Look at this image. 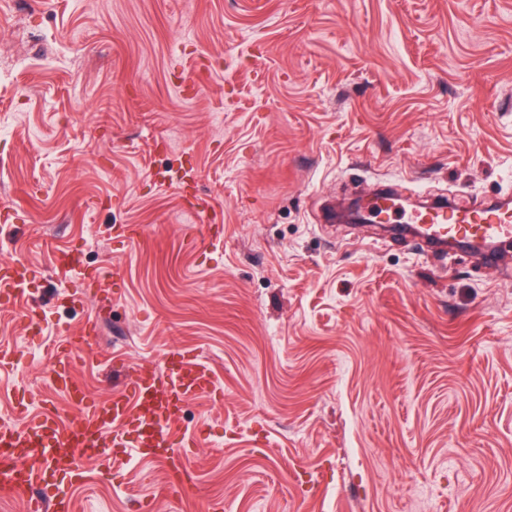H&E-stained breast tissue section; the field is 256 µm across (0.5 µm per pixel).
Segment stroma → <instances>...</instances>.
Instances as JSON below:
<instances>
[{
    "mask_svg": "<svg viewBox=\"0 0 512 512\" xmlns=\"http://www.w3.org/2000/svg\"><path fill=\"white\" fill-rule=\"evenodd\" d=\"M381 185L512 197V0H0V261L45 315L0 305V425L22 390L71 415L43 365L93 317V395L179 347L223 396L181 415L185 492L109 448L73 512H512V251L328 222Z\"/></svg>",
    "mask_w": 512,
    "mask_h": 512,
    "instance_id": "obj_1",
    "label": "stroma"
}]
</instances>
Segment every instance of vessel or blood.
I'll return each mask as SVG.
<instances>
[{"label": "vessel or blood", "instance_id": "obj_1", "mask_svg": "<svg viewBox=\"0 0 512 512\" xmlns=\"http://www.w3.org/2000/svg\"><path fill=\"white\" fill-rule=\"evenodd\" d=\"M412 221L421 226L428 240L477 242L490 254L512 242V203L507 201L489 207L463 206L450 200L415 212ZM53 271L63 278L80 274L100 288L110 279L104 266L76 271L64 252L57 257ZM26 296V275L19 262H1L0 301L19 305L21 319L28 325L39 322L41 316ZM50 380L74 413L65 425L56 411L35 413L25 400L16 402L20 425L0 426L1 497L26 503L28 512H69L65 495L45 500L33 497L32 489L49 484L57 472L74 470L76 449H83L85 458L90 459L107 446L135 455L153 449L166 463L173 483L183 489L191 485L186 465L188 440L178 437L175 425L190 397L222 394L210 364L194 350H170L160 367L133 365L125 389L104 399H90L72 368L51 370Z\"/></svg>", "mask_w": 512, "mask_h": 512}]
</instances>
